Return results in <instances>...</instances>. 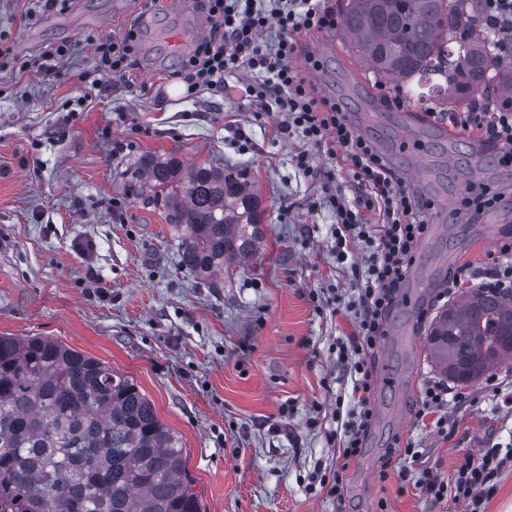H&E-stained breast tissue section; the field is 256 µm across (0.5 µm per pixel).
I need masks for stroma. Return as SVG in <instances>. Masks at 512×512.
I'll use <instances>...</instances> for the list:
<instances>
[{
  "label": "stroma",
  "instance_id": "35a3bbf8",
  "mask_svg": "<svg viewBox=\"0 0 512 512\" xmlns=\"http://www.w3.org/2000/svg\"><path fill=\"white\" fill-rule=\"evenodd\" d=\"M31 0H0V336H41L132 377L158 418L178 434L205 512H470L435 503L416 482L423 471L451 481L483 449L512 448V364L464 386L444 427L416 411L436 371L427 329L455 294L459 265L488 266L512 221L470 224L458 200L474 183L512 184L490 163L477 135L423 119L415 99L386 104L379 82L355 58L341 30L310 34L322 60L306 78L317 96L343 103L418 196L430 224L376 348L372 427L344 481L343 499L319 481L336 463L326 433L350 382L338 347L355 330L359 287L332 248V211L323 183L299 172L296 141L281 139L278 113L241 97L182 93L181 55L169 30L201 40L204 18L175 0H72L62 11L30 13ZM139 30L127 83L92 88L88 36ZM70 50L66 75L34 68L50 46ZM29 62L27 71L17 65ZM176 153L185 164L247 168L268 226L266 245L224 287L179 269L178 241L160 212L126 190L147 156ZM336 293L340 302L328 307ZM409 443L415 466L396 452Z\"/></svg>",
  "mask_w": 512,
  "mask_h": 512
}]
</instances>
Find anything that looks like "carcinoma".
<instances>
[{
    "instance_id": "cac0c4a2",
    "label": "carcinoma",
    "mask_w": 512,
    "mask_h": 512,
    "mask_svg": "<svg viewBox=\"0 0 512 512\" xmlns=\"http://www.w3.org/2000/svg\"><path fill=\"white\" fill-rule=\"evenodd\" d=\"M352 52L375 77L455 112L478 95L512 103V61L494 58L482 0H340ZM129 190L179 238L204 284L260 253L266 225L245 169L146 157ZM436 369L472 383L512 360V294L472 289L427 329ZM180 439L134 380L47 337L0 336V512H202Z\"/></svg>"
}]
</instances>
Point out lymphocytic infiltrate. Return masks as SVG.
I'll return each mask as SVG.
<instances>
[{
	"label": "lymphocytic infiltrate",
	"mask_w": 512,
	"mask_h": 512,
	"mask_svg": "<svg viewBox=\"0 0 512 512\" xmlns=\"http://www.w3.org/2000/svg\"><path fill=\"white\" fill-rule=\"evenodd\" d=\"M195 10L208 25L200 40L182 63L180 76L187 94L198 90L228 93L227 78L239 69L259 70L266 79L245 94L259 102L262 110L282 112L278 126L281 137H295L305 145L293 160L308 177L332 182L331 171L314 163L316 153L341 158L356 194L346 198L326 190L323 202L336 216L332 235L336 257L347 260L355 251L365 256L363 267L353 274L360 285L355 330L340 348L339 360L352 383V410L347 421L330 430L336 447V466L327 493L343 495V475L356 460L373 416L374 351L386 334V326L397 296L403 288L429 224L424 217L429 205L405 185L373 141L360 133L341 104L318 97L304 73L318 69L316 54L306 50L302 38L310 33L335 29L336 10L331 0H193ZM276 25L274 43H261L259 35ZM138 38L129 28L122 39L92 40L98 67L113 82H123L135 65L133 55ZM449 124L457 129L480 133L499 166L512 169V108L487 111L474 104L468 111L452 112ZM500 259L493 267L474 270L459 268L449 285L460 288L480 281L482 288L512 293V238L503 237ZM512 449L490 448L461 463L452 482L424 473L418 485L426 496L440 503L447 499L468 502L471 512H481L486 498L495 490L494 481L508 461Z\"/></svg>",
	"instance_id": "f902f5d3"
}]
</instances>
